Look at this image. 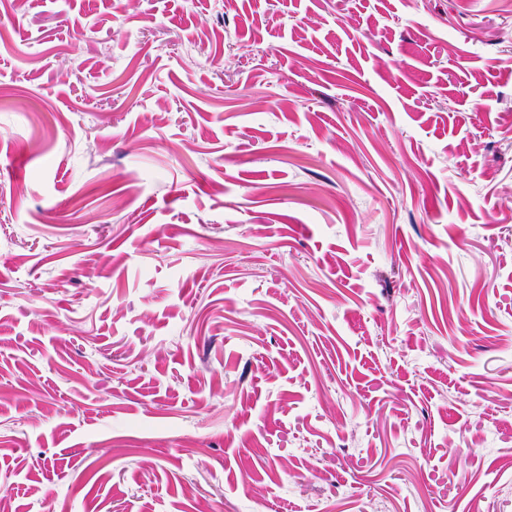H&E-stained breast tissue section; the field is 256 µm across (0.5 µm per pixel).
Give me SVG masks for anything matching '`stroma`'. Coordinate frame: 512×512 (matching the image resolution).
<instances>
[{
	"instance_id": "35a3bbf8",
	"label": "stroma",
	"mask_w": 512,
	"mask_h": 512,
	"mask_svg": "<svg viewBox=\"0 0 512 512\" xmlns=\"http://www.w3.org/2000/svg\"><path fill=\"white\" fill-rule=\"evenodd\" d=\"M0 30V512H512V0Z\"/></svg>"
}]
</instances>
